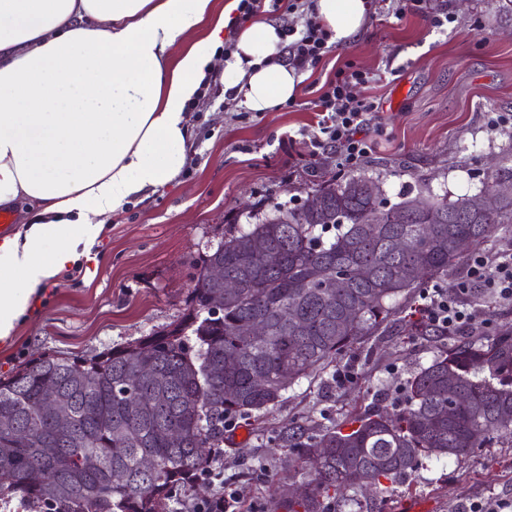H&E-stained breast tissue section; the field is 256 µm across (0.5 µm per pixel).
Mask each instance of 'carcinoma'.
I'll return each mask as SVG.
<instances>
[{
    "label": "carcinoma",
    "instance_id": "cac0c4a2",
    "mask_svg": "<svg viewBox=\"0 0 512 512\" xmlns=\"http://www.w3.org/2000/svg\"><path fill=\"white\" fill-rule=\"evenodd\" d=\"M364 175L324 176L315 209L273 203L199 259L181 321L137 344L91 357L44 353L0 378V500L40 512H164L196 493L224 445V422L259 418L304 378L336 369L368 336H383L396 303L448 277L464 261L458 242L480 245L512 226V196L493 209L474 193L454 200L419 183L380 211ZM224 267L227 291L204 279ZM346 272L336 288L333 274ZM222 305L211 316L207 306ZM406 336L436 332L398 317ZM52 385L72 408L59 429L40 407ZM512 440V333L460 340L405 384L397 412L353 405L342 421L279 436L295 448V493L286 512H342L350 493H382L436 458L458 459ZM94 457L98 465L85 467ZM161 464L153 472L148 463Z\"/></svg>",
    "mask_w": 512,
    "mask_h": 512
}]
</instances>
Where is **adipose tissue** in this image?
I'll use <instances>...</instances> for the list:
<instances>
[{
	"mask_svg": "<svg viewBox=\"0 0 512 512\" xmlns=\"http://www.w3.org/2000/svg\"><path fill=\"white\" fill-rule=\"evenodd\" d=\"M213 0H0V207L35 206L0 238V340L37 313L130 201L176 179L191 131L185 110L218 68L235 10ZM331 40L349 44L366 0H316ZM279 27L255 17L222 67L253 112L294 98L303 76L281 60Z\"/></svg>",
	"mask_w": 512,
	"mask_h": 512,
	"instance_id": "obj_1",
	"label": "adipose tissue"
}]
</instances>
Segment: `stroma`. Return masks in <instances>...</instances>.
Instances as JSON below:
<instances>
[{
  "mask_svg": "<svg viewBox=\"0 0 512 512\" xmlns=\"http://www.w3.org/2000/svg\"><path fill=\"white\" fill-rule=\"evenodd\" d=\"M447 30L423 14L394 17L369 9L368 22L348 45L332 46L318 68L307 70L295 98L272 112L226 105L223 92L192 109L193 139L180 176L143 202H132L94 246L96 262L79 261L70 276L49 287L40 311L0 343V376L46 352L91 356L177 324L185 313L196 262L230 230L246 225L254 207L303 202L317 174L335 171L333 151L309 159L303 130L317 122L318 91L337 66L380 74L361 88L377 113V150L360 170L382 180L386 197L416 188L456 198L476 191L484 174L512 168V0H447ZM451 337L406 336L399 331L369 339L348 354L365 385L339 389L325 378L302 380L258 420H238L224 433L215 468L234 478L242 501L258 512H278L288 487L292 449L280 447L288 422L310 428L338 422L358 397L395 412L407 379ZM512 498V446L424 462L392 491L355 497L345 512H457L462 505Z\"/></svg>",
  "mask_w": 512,
  "mask_h": 512,
  "instance_id": "35a3bbf8",
  "label": "stroma"
}]
</instances>
